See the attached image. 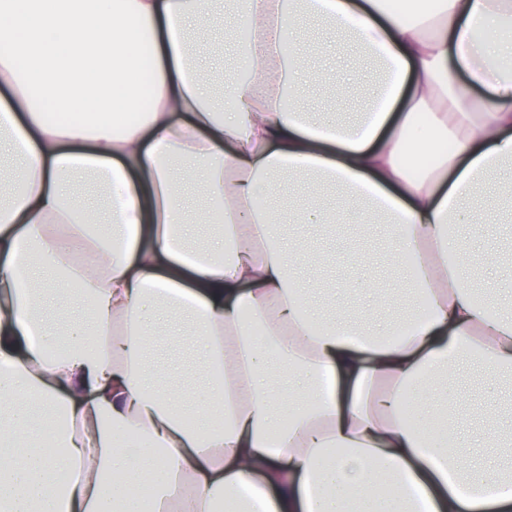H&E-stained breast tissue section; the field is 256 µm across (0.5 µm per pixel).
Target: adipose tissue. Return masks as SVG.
Returning a JSON list of instances; mask_svg holds the SVG:
<instances>
[{"label":"adipose tissue","mask_w":512,"mask_h":512,"mask_svg":"<svg viewBox=\"0 0 512 512\" xmlns=\"http://www.w3.org/2000/svg\"><path fill=\"white\" fill-rule=\"evenodd\" d=\"M306 4L383 68L353 123L299 108L282 70L306 55L282 0L225 18L252 31L251 77L220 101L193 60L200 0H0V156L19 163L0 205V512H134L146 483L151 512H217L228 496L233 512H512V424L490 413L459 440L454 410L463 354L491 393L512 370V312L474 275L494 254L451 231L512 167V0ZM37 98L96 118L47 120ZM287 172L340 187L341 220L381 221L393 262L414 258L408 326L354 327L298 288L264 204ZM84 176L107 192L106 223L69 191ZM199 176L205 247L180 190ZM185 320L204 432L146 360L157 327ZM130 433L139 447H121Z\"/></svg>","instance_id":"ef3b65f1"}]
</instances>
